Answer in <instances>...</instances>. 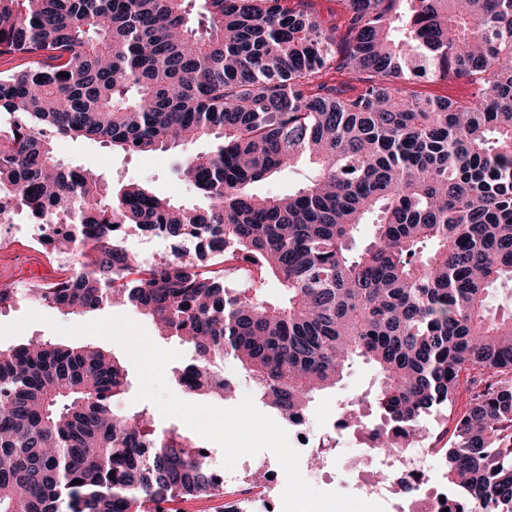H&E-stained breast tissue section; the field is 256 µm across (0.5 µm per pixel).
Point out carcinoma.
Here are the masks:
<instances>
[{
	"mask_svg": "<svg viewBox=\"0 0 512 512\" xmlns=\"http://www.w3.org/2000/svg\"><path fill=\"white\" fill-rule=\"evenodd\" d=\"M337 2L340 51L303 0H0V57L32 58L0 71V215L74 255L45 306L133 307L193 352L175 374L194 396L232 392V360L295 425L362 358L379 380L340 426L403 448L467 392L436 448L448 512H512V309L489 304L512 280V0ZM450 75L471 101L413 90ZM69 137L113 153L210 138L179 169L202 203L66 166ZM300 161L304 187L253 192ZM133 231L174 256L144 264ZM188 241L257 261L283 297L226 287ZM130 388L92 344L0 347V512H159L223 490L194 437L115 408Z\"/></svg>",
	"mask_w": 512,
	"mask_h": 512,
	"instance_id": "obj_1",
	"label": "carcinoma"
}]
</instances>
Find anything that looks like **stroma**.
I'll return each instance as SVG.
<instances>
[{"instance_id": "obj_1", "label": "stroma", "mask_w": 512, "mask_h": 512, "mask_svg": "<svg viewBox=\"0 0 512 512\" xmlns=\"http://www.w3.org/2000/svg\"><path fill=\"white\" fill-rule=\"evenodd\" d=\"M59 157L73 166L103 168L114 184L135 182L150 188L156 194L189 205L198 204L200 197L194 188L181 182L176 168L182 158L178 149L150 154L116 153L94 141L62 139L56 145ZM67 272L43 252L33 251L29 236L16 234L0 245V282L14 289L17 299L11 307L0 310V325L23 318L28 312L41 314V321L28 325L21 337L45 336L59 343H68V336L53 332V324L72 326L92 321L93 317L113 315L112 307L106 306L96 314L67 315L46 308L38 302L35 293L46 284L66 278ZM377 378L375 369L364 361H356L344 381L336 389L317 396L306 414L313 432L314 442L331 448L326 464L313 463L309 455H301L300 469L303 476L321 490L346 491L347 477L339 467L340 458L357 454L363 446L361 436L348 430H339L349 404L369 391ZM271 452L264 451L247 458L245 466L224 472V491L204 498L180 499L169 503L170 512H225L228 503L238 504L241 512H265L263 496L249 495L244 480L247 470H258L267 461H273Z\"/></svg>"}]
</instances>
